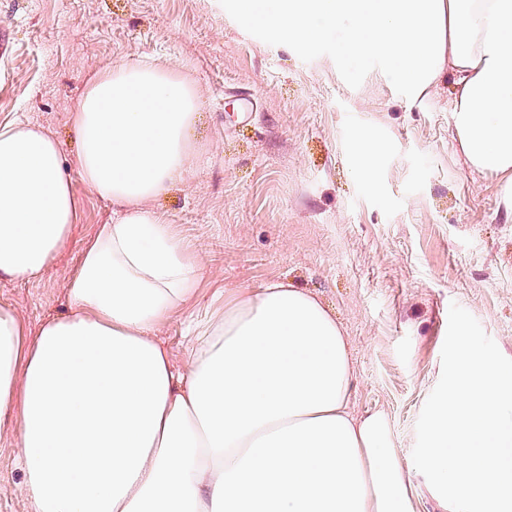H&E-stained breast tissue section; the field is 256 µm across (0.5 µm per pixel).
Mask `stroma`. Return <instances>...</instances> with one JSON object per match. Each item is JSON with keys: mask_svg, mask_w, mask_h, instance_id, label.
I'll return each mask as SVG.
<instances>
[{"mask_svg": "<svg viewBox=\"0 0 512 512\" xmlns=\"http://www.w3.org/2000/svg\"><path fill=\"white\" fill-rule=\"evenodd\" d=\"M1 39L0 121L42 126L68 157L76 102L101 69L159 61L194 84L190 169L155 206L201 258L199 306L273 279L320 295L351 341V413L384 412L404 462L451 304L512 359V212L453 140L448 77L408 99L343 46L244 26L231 0H0ZM359 131L383 145L371 181ZM72 185L82 214L68 244L39 281H0V303L32 329L66 310L81 247L112 215L80 176ZM13 441L0 433V512H29Z\"/></svg>", "mask_w": 512, "mask_h": 512, "instance_id": "stroma-1", "label": "stroma"}]
</instances>
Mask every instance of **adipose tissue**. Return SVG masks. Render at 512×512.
<instances>
[{"label":"adipose tissue","mask_w":512,"mask_h":512,"mask_svg":"<svg viewBox=\"0 0 512 512\" xmlns=\"http://www.w3.org/2000/svg\"><path fill=\"white\" fill-rule=\"evenodd\" d=\"M240 19L341 43L409 96L453 78V139L498 176L512 211V0H234ZM192 84L166 65L98 73L66 161L38 125L0 122V279H40L81 201L112 205L80 253L68 310L30 335L0 304V431L15 432L30 512H412L386 417L349 411V340L323 301L283 280L188 319L176 366L158 328L202 268L148 201L183 180Z\"/></svg>","instance_id":"1"}]
</instances>
